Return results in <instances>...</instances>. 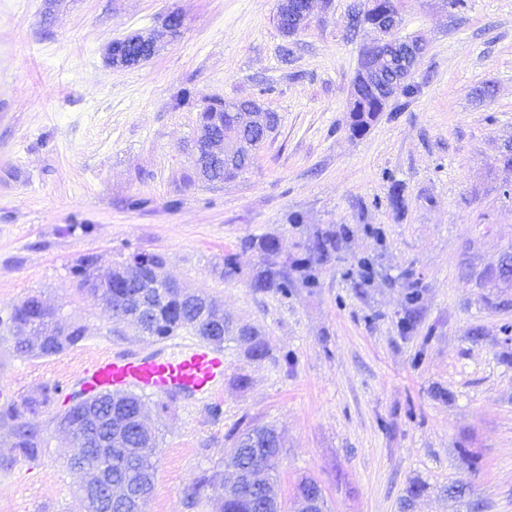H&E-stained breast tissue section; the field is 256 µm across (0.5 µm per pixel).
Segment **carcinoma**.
<instances>
[{
  "label": "carcinoma",
  "instance_id": "carcinoma-1",
  "mask_svg": "<svg viewBox=\"0 0 512 512\" xmlns=\"http://www.w3.org/2000/svg\"><path fill=\"white\" fill-rule=\"evenodd\" d=\"M386 73L382 85L363 88L358 96L349 100L347 112L350 122L348 132L352 136L363 135L378 119L384 99L410 98L416 87L410 82L411 74L398 64L384 65ZM264 120L252 121L231 109V103L211 101L200 113L199 125L209 133L224 138V157L215 158L200 148L198 164L206 180L222 182L236 177L251 164L253 152L273 137L278 127L274 112L262 113ZM336 230L318 229L308 242L298 245L301 254L290 257L281 255L279 240L274 236L246 238L241 250L224 256L220 276L233 279L247 274L248 284L258 292H273L288 298L291 289L298 286L313 288L318 282V267L336 254ZM147 265L127 267L129 257L112 265V287L103 289L100 301L112 309L132 314L134 328L141 334L166 339L182 332L197 337H214L218 343L235 340L248 345L253 357L267 353L265 341L258 333L248 330L233 331L230 323L219 313L218 306L202 291L187 288H166L160 278L164 273V256L147 254ZM9 323L21 321L34 332L46 334L50 323L37 305V296L31 295L13 305ZM83 339L81 329L72 336L47 337L46 347L40 351H25L14 345L21 357H50ZM59 396L56 386H47L39 400H6L0 404V427L13 431L14 440L8 452L0 455V467L11 468L20 460L38 456L42 447L40 430L29 422V416L47 408ZM143 403L141 396L127 393L112 398L113 420H131ZM229 437L233 448L224 457V465L233 470L234 478L224 481V473L215 470L202 475L195 483L192 494L220 486L224 488L221 512H280L277 499L276 460L282 444L279 434L269 426H253L243 430L234 428ZM112 457L101 458L86 448H81L68 459L67 466L74 470L83 464L97 462L112 470V482L124 485L133 496L136 512H144L154 484V465L151 456L158 448L154 431L129 433L115 442Z\"/></svg>",
  "mask_w": 512,
  "mask_h": 512
}]
</instances>
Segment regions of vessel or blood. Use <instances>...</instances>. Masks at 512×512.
<instances>
[{"mask_svg": "<svg viewBox=\"0 0 512 512\" xmlns=\"http://www.w3.org/2000/svg\"><path fill=\"white\" fill-rule=\"evenodd\" d=\"M224 380V355L207 344H196L174 357L145 355L102 357L79 372L75 383L89 395L186 393L212 397Z\"/></svg>", "mask_w": 512, "mask_h": 512, "instance_id": "1", "label": "vessel or blood"}]
</instances>
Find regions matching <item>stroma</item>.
<instances>
[{
    "instance_id": "1",
    "label": "stroma",
    "mask_w": 512,
    "mask_h": 512,
    "mask_svg": "<svg viewBox=\"0 0 512 512\" xmlns=\"http://www.w3.org/2000/svg\"><path fill=\"white\" fill-rule=\"evenodd\" d=\"M359 2L312 0L288 39L277 0H0V390L68 394L100 356L183 350L79 290L85 256L105 271L135 250L162 254L171 277L267 344L257 359L225 342L213 397L146 395L160 439L146 512H219L222 489L191 488L251 424L280 435L282 512H297L306 477L324 512H400L406 497L409 512H512V0H400L396 37L428 45L420 92L353 137ZM172 11L177 41L137 67L107 64L112 41ZM208 99L279 116L253 165L221 183L197 178L190 151ZM318 227L341 247L317 287L284 299L219 275L242 239L273 235L292 254ZM31 294L84 338L16 356L5 320ZM63 408L41 415L37 458L0 471V512H85L54 421Z\"/></svg>"
}]
</instances>
